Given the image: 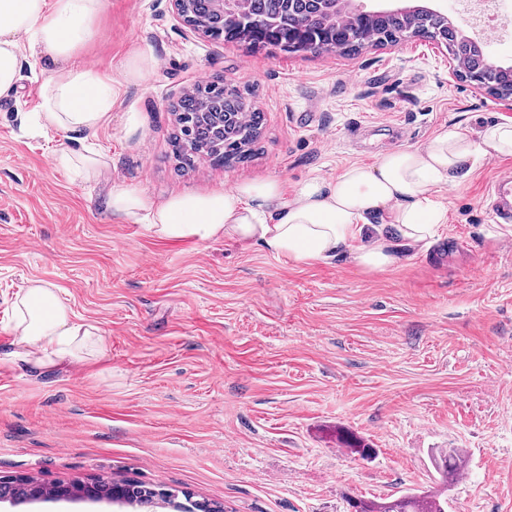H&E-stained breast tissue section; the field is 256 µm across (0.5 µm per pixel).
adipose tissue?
<instances>
[{
    "label": "adipose tissue",
    "instance_id": "adipose-tissue-1",
    "mask_svg": "<svg viewBox=\"0 0 512 512\" xmlns=\"http://www.w3.org/2000/svg\"><path fill=\"white\" fill-rule=\"evenodd\" d=\"M105 0H0V97L15 92L23 48L66 65L43 86L38 121L45 130L94 131L118 89L75 56L93 34ZM512 157V123L486 125L474 137L448 130L419 148L353 164L336 178L313 177L287 190L274 176L232 189L171 195L155 202L132 184L112 186L113 215L145 223L162 240L228 239L295 263L347 256L367 273L384 272L408 251L427 247L446 208L433 194L465 182L486 160ZM15 360L54 367L104 353L98 327L73 314L61 289L29 280L14 301Z\"/></svg>",
    "mask_w": 512,
    "mask_h": 512
}]
</instances>
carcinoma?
<instances>
[{
	"label": "carcinoma",
	"mask_w": 512,
	"mask_h": 512,
	"mask_svg": "<svg viewBox=\"0 0 512 512\" xmlns=\"http://www.w3.org/2000/svg\"><path fill=\"white\" fill-rule=\"evenodd\" d=\"M323 0H246L245 9L263 26L244 31L225 18H217L208 0H190L189 11L195 23L213 41L245 43L252 46H272L285 52L300 51V35H307L314 50L337 47L356 51L365 41L356 38L348 27L330 22L321 26L318 17L324 15ZM365 29L372 32L378 43H393L411 37L434 38L448 44L452 55L468 61V71L485 76L502 89L512 88V72L488 69L481 50L472 41L458 34L451 24L427 14L408 15L381 11L365 18ZM180 135L176 137L185 164L191 165L198 155L215 162H232L246 156L259 136L263 115L251 110L248 98L241 93L225 91L216 84H202L181 98L175 106ZM339 440L345 451L363 459L374 449L362 440L343 435ZM435 469L443 478H458L464 468L459 448L442 449L433 457ZM9 488L15 500L29 496L27 482L6 479L0 489ZM155 495V490L143 484H129L126 497L143 504ZM355 512H448V497L443 493H407L390 500L360 499Z\"/></svg>",
	"instance_id": "cac0c4a2"
}]
</instances>
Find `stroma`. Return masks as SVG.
<instances>
[{"mask_svg": "<svg viewBox=\"0 0 512 512\" xmlns=\"http://www.w3.org/2000/svg\"><path fill=\"white\" fill-rule=\"evenodd\" d=\"M428 7L486 56L512 67V0H383ZM124 84L94 132L40 131L49 76L24 53L0 98V478L142 482L221 503L224 512H351L350 499L447 490L448 512H512V228L493 223L489 182L512 159L436 192L448 211L432 244L403 266L366 274L338 258L292 263L259 247L170 243L115 217L113 185L154 200L276 176L287 186L420 147L443 130L473 133L512 113L449 73L424 40L358 54H286L214 42L169 0H106L82 64ZM230 84L264 117L248 160L184 165L174 104L197 84ZM100 151L80 177L58 150ZM463 238L467 248L450 249ZM37 278L62 288L104 333L106 353L36 370L10 358L12 300ZM376 454L347 455L340 433ZM463 449V477L432 465ZM0 512H143L120 502L44 499ZM153 68L152 58L138 54L130 58L124 69V80L126 82H139L147 77Z\"/></svg>", "mask_w": 512, "mask_h": 512, "instance_id": "stroma-1", "label": "stroma"}]
</instances>
